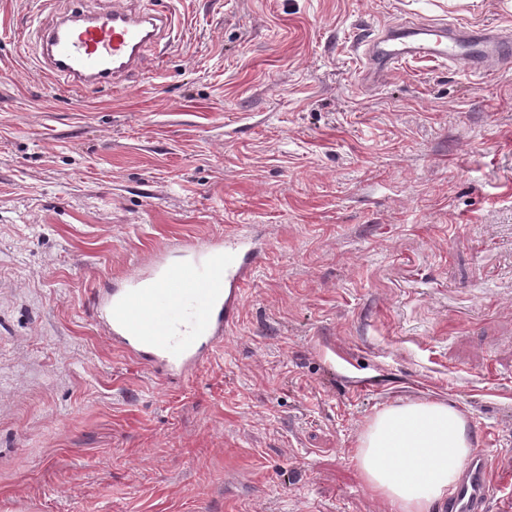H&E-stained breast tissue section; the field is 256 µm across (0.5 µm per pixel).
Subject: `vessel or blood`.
I'll list each match as a JSON object with an SVG mask.
<instances>
[{"label": "vessel or blood", "mask_w": 512, "mask_h": 512, "mask_svg": "<svg viewBox=\"0 0 512 512\" xmlns=\"http://www.w3.org/2000/svg\"><path fill=\"white\" fill-rule=\"evenodd\" d=\"M169 27V17L139 10L136 0H113L100 14L59 17L37 33L41 70L69 88L120 87L148 65L150 48ZM362 56L367 86L380 85L419 58L486 76L512 66V41L483 24L405 21L381 28ZM180 253L183 262L176 267L156 254L94 304L113 347L167 380L193 374L223 347L258 259L254 241L237 234L205 246L186 244ZM494 489L512 499V479L491 484L489 458L477 454L451 491L448 512H486Z\"/></svg>", "instance_id": "obj_1"}]
</instances>
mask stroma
I'll return each instance as SVG.
<instances>
[{"mask_svg": "<svg viewBox=\"0 0 512 512\" xmlns=\"http://www.w3.org/2000/svg\"><path fill=\"white\" fill-rule=\"evenodd\" d=\"M175 39L71 91L0 0V512H393L353 456L382 408L462 411L512 469V69L423 61L381 27L512 32V0H140ZM262 249L222 350L173 383L112 347L94 293L160 250Z\"/></svg>", "mask_w": 512, "mask_h": 512, "instance_id": "obj_1", "label": "stroma"}]
</instances>
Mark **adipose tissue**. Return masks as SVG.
Instances as JSON below:
<instances>
[{
    "label": "adipose tissue",
    "mask_w": 512,
    "mask_h": 512,
    "mask_svg": "<svg viewBox=\"0 0 512 512\" xmlns=\"http://www.w3.org/2000/svg\"><path fill=\"white\" fill-rule=\"evenodd\" d=\"M472 450L466 417L447 404L423 400L378 411L353 454L369 490L394 512H432L447 498Z\"/></svg>",
    "instance_id": "adipose-tissue-1"
}]
</instances>
